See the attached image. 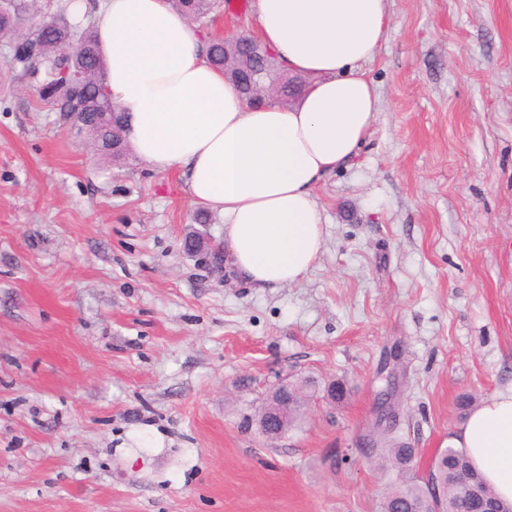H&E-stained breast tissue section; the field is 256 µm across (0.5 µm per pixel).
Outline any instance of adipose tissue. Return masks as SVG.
I'll list each match as a JSON object with an SVG mask.
<instances>
[{"label": "adipose tissue", "instance_id": "1", "mask_svg": "<svg viewBox=\"0 0 512 512\" xmlns=\"http://www.w3.org/2000/svg\"><path fill=\"white\" fill-rule=\"evenodd\" d=\"M255 37L308 85L293 104H248L204 56L205 34L170 0H70L91 17L133 153L185 178L193 204L224 217L235 273L253 287L299 282L323 245L316 188L349 166L380 99L362 66L388 35L385 0H252ZM512 501V391L449 435Z\"/></svg>", "mask_w": 512, "mask_h": 512}]
</instances>
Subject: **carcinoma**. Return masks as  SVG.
<instances>
[{
    "instance_id": "carcinoma-1",
    "label": "carcinoma",
    "mask_w": 512,
    "mask_h": 512,
    "mask_svg": "<svg viewBox=\"0 0 512 512\" xmlns=\"http://www.w3.org/2000/svg\"><path fill=\"white\" fill-rule=\"evenodd\" d=\"M193 23L204 25L221 7V0H171ZM38 12L37 0H0V38H27L34 46V58L29 61L9 59L5 62L10 81L34 83L39 98L55 106L71 94L70 70L78 64L87 66L90 76L105 71L97 45L91 18L73 23L66 9L53 16L54 26L43 29V24L31 22ZM253 56L224 68V44L210 41L207 58L219 70H227V78L237 87L249 103H260L263 98L249 92L250 81L259 76L273 79L279 75L280 66L268 55V50L242 46ZM87 112L92 126L84 131L91 145L100 154L115 161L129 151L125 141L112 142V112L116 111L108 97L98 98L94 89H88ZM297 405L292 408L299 414L314 398L316 382L302 378L288 384ZM366 444L364 456L387 478L381 494L379 512H431L430 484L412 474L413 449L395 435L392 425L376 423V427L362 437ZM431 480L439 487L443 512H485L491 503L501 512H512V503L500 500L482 475L473 467L463 448H443L431 464Z\"/></svg>"
}]
</instances>
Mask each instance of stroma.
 <instances>
[{
  "label": "stroma",
  "mask_w": 512,
  "mask_h": 512,
  "mask_svg": "<svg viewBox=\"0 0 512 512\" xmlns=\"http://www.w3.org/2000/svg\"><path fill=\"white\" fill-rule=\"evenodd\" d=\"M386 7L370 135L316 192L317 261L274 290L183 251L224 218L182 174L0 92V512H377L360 440L387 378L420 473L462 396L512 390V0ZM297 375L320 389L266 439ZM286 416H288L287 411L280 405H269L266 408L264 419L261 424L263 435L270 440H274L279 435L282 421Z\"/></svg>",
  "instance_id": "stroma-1"
}]
</instances>
